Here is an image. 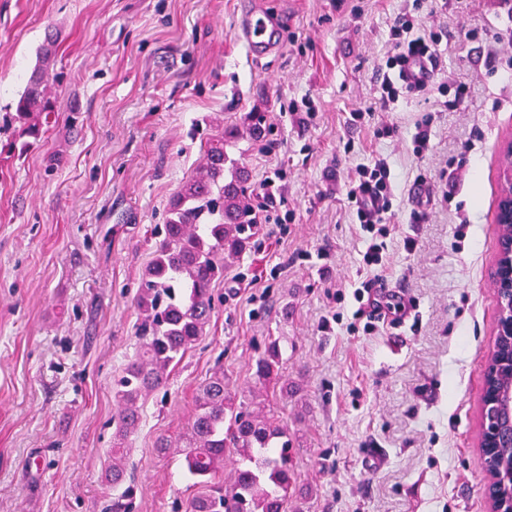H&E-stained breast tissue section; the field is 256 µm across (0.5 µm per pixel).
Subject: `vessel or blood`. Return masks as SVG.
I'll return each mask as SVG.
<instances>
[{
	"mask_svg": "<svg viewBox=\"0 0 512 512\" xmlns=\"http://www.w3.org/2000/svg\"><path fill=\"white\" fill-rule=\"evenodd\" d=\"M289 24L286 12L271 9L259 0H244L234 19V38L247 59L259 63L281 52Z\"/></svg>",
	"mask_w": 512,
	"mask_h": 512,
	"instance_id": "b4317fda",
	"label": "vessel or blood"
}]
</instances>
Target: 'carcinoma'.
<instances>
[{
  "label": "carcinoma",
  "instance_id": "cac0c4a2",
  "mask_svg": "<svg viewBox=\"0 0 512 512\" xmlns=\"http://www.w3.org/2000/svg\"><path fill=\"white\" fill-rule=\"evenodd\" d=\"M58 35L47 30L37 63L15 103L14 120L28 140L8 151L25 152L57 122L56 102L47 89L48 71L58 56ZM239 138L236 127L209 138L202 158L173 199L153 260L146 267L135 302L138 344L113 388L117 411L105 480L117 491L106 512H130L131 474L126 464L128 438L138 428L150 392L163 386L170 371L203 337L213 311L212 288L245 252L257 225L250 221V193L244 170L230 163L226 147ZM232 176L224 179L225 165ZM281 352L271 343L256 362V383L288 394L282 380ZM263 403L237 402L218 371L201 386L196 409L180 438L186 470L202 491L186 512H288L296 495L292 438L288 424L271 420ZM234 467L229 486L210 485ZM496 466H512V425L503 429Z\"/></svg>",
  "mask_w": 512,
  "mask_h": 512
}]
</instances>
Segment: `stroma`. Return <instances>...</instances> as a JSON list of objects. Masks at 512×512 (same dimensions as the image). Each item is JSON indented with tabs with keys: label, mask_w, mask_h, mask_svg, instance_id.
Here are the masks:
<instances>
[{
	"label": "stroma",
	"mask_w": 512,
	"mask_h": 512,
	"mask_svg": "<svg viewBox=\"0 0 512 512\" xmlns=\"http://www.w3.org/2000/svg\"><path fill=\"white\" fill-rule=\"evenodd\" d=\"M239 3L0 0V117L46 28L60 42L47 76L56 126L0 158V512H103L111 500L112 386L135 348L155 231L210 120L240 127L252 112L263 138L227 153L254 189L285 170L280 221L259 225L215 284L203 339L146 402L129 438L132 512H185L193 481L158 439L183 433L216 370L248 399L273 340L301 512H487L477 439L498 315L490 272L500 147L512 137V0H267L292 23L279 56L254 65L233 45ZM404 13L436 39L438 59L431 87L388 105L378 68ZM75 102L85 119L73 131ZM420 128L430 140L419 156ZM379 159L397 191L388 249L367 269L346 187ZM414 210L426 220L411 222ZM366 278L402 307L371 331L354 298Z\"/></svg>",
	"instance_id": "1"
}]
</instances>
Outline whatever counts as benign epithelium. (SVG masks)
<instances>
[{"mask_svg": "<svg viewBox=\"0 0 512 512\" xmlns=\"http://www.w3.org/2000/svg\"><path fill=\"white\" fill-rule=\"evenodd\" d=\"M504 188L498 200L497 223L501 233L498 253L492 268V281L498 299V319L495 336L512 337V140L502 149ZM497 391L485 388L481 393L482 430L478 449L484 458H489L495 448L498 418L495 413ZM512 490V470L508 475L487 469L484 493L489 512H512V495L501 491Z\"/></svg>", "mask_w": 512, "mask_h": 512, "instance_id": "1", "label": "benign epithelium"}]
</instances>
